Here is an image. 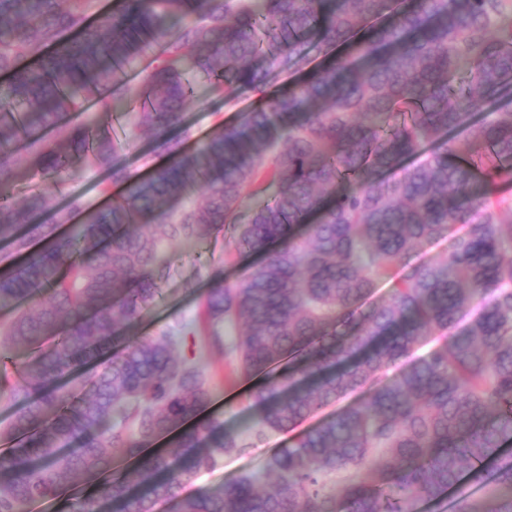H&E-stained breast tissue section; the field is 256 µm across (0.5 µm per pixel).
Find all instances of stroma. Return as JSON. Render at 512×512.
I'll return each instance as SVG.
<instances>
[{"label":"stroma","instance_id":"obj_1","mask_svg":"<svg viewBox=\"0 0 512 512\" xmlns=\"http://www.w3.org/2000/svg\"><path fill=\"white\" fill-rule=\"evenodd\" d=\"M194 82L196 97L185 113L184 122L185 144L190 148L211 137L220 125L238 123L243 113L250 111L261 99L258 92L243 89L228 104L212 93L206 77L195 76ZM119 125L124 146L121 158L132 172L144 176L164 165V157L153 152L148 138L132 125L130 119H120ZM105 179L106 175L100 169L80 171L62 191L53 193L52 210L63 209L73 198L81 199L90 209L101 208L106 200L102 191ZM169 253L174 270L163 281L161 295L147 316L130 330V337L153 336L168 326L195 320L202 312L203 295L214 270H222L225 277L234 282L256 265L255 258H244L232 252L227 239L220 233L204 237L191 247L172 244ZM185 353L197 356L210 377L211 400L207 414L222 418L226 427H241L252 412L253 391L268 382V375L238 376L235 355L214 348L206 335L197 337L195 346L186 347ZM288 442V435L268 433L241 453L225 456L216 469L200 474L187 490L192 493L202 487L225 486L243 474L259 471L267 459Z\"/></svg>","mask_w":512,"mask_h":512}]
</instances>
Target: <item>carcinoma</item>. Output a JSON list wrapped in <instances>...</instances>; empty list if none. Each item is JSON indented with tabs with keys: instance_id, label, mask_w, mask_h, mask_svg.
Instances as JSON below:
<instances>
[{
	"instance_id": "cac0c4a2",
	"label": "carcinoma",
	"mask_w": 512,
	"mask_h": 512,
	"mask_svg": "<svg viewBox=\"0 0 512 512\" xmlns=\"http://www.w3.org/2000/svg\"><path fill=\"white\" fill-rule=\"evenodd\" d=\"M342 45L201 146L171 135L195 96L189 73L228 104ZM147 53L134 89L127 69ZM0 75V242L18 257L0 268L12 312L0 357L25 354L0 384L17 407L0 429L12 444L0 512L42 500L64 512H415L463 475L485 493L461 512H512V197L496 191L512 179V112L490 111L512 93V0H121L100 13L93 0H0ZM92 101L105 113L137 103L168 163L135 178L110 122L81 120ZM20 143L54 189L106 171L108 203L68 234L77 198L38 221L46 191L13 196ZM192 184L203 192L183 205ZM456 224L469 231L446 257L404 264ZM220 231L264 260L236 283L211 276L204 323L236 329L242 376L283 367L243 430L201 415L206 373L179 353L189 324L113 350L160 294L165 245ZM384 279L388 295L366 303ZM438 332L445 343L376 383ZM364 389L263 470L182 495L248 441ZM165 437L181 464L152 451ZM117 452L132 475L115 470ZM82 483L93 493L77 494Z\"/></svg>"
}]
</instances>
